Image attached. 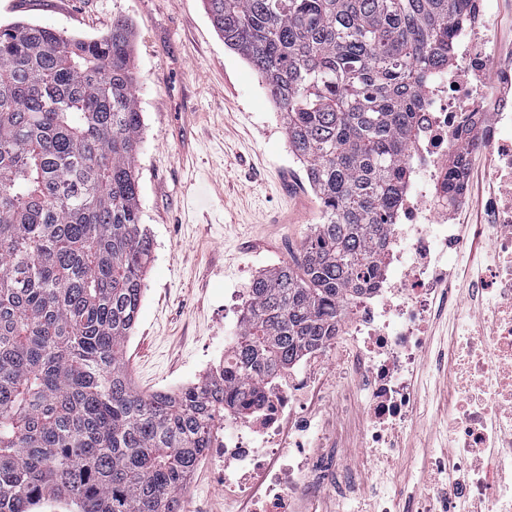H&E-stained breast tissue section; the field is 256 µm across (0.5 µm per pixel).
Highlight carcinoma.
Wrapping results in <instances>:
<instances>
[{
	"mask_svg": "<svg viewBox=\"0 0 512 512\" xmlns=\"http://www.w3.org/2000/svg\"><path fill=\"white\" fill-rule=\"evenodd\" d=\"M261 77L321 204L293 263L254 279L224 360L143 394L125 366L151 259L123 17L92 38L0 27V512H178L224 413L336 335L375 286L411 183L413 114L473 0H202Z\"/></svg>",
	"mask_w": 512,
	"mask_h": 512,
	"instance_id": "1",
	"label": "carcinoma"
}]
</instances>
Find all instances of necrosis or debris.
<instances>
[{"mask_svg": "<svg viewBox=\"0 0 512 512\" xmlns=\"http://www.w3.org/2000/svg\"><path fill=\"white\" fill-rule=\"evenodd\" d=\"M490 12L489 0H480L456 34V66L423 96L410 153L414 181L386 228L377 288L350 307L330 341L264 382L258 409L225 417L224 438L208 454L217 472L236 471L223 481L226 512L254 499L253 512H297L320 498L304 444L311 426L304 398L323 364L335 368L337 387L369 399L364 479H343L339 491L372 487L367 512H512V65L495 66L486 51ZM479 152L500 178L487 203L499 229L490 241L494 261L478 281L465 282L467 304L449 306L453 336L447 353L435 356L421 324L433 306L430 276L466 247L451 223L465 198L448 195V156ZM430 355L448 368V447L424 453L423 465L443 479L404 502L376 486L402 453L415 401L409 377Z\"/></svg>", "mask_w": 512, "mask_h": 512, "instance_id": "necrosis-or-debris-1", "label": "necrosis or debris"}]
</instances>
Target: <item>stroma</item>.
Listing matches in <instances>:
<instances>
[{
  "mask_svg": "<svg viewBox=\"0 0 512 512\" xmlns=\"http://www.w3.org/2000/svg\"><path fill=\"white\" fill-rule=\"evenodd\" d=\"M131 23L132 63L143 131L136 167L140 208L154 246L136 326L124 360L145 393L176 390L212 369L238 333L229 307L266 270L291 261L314 224L320 202L288 150L282 117L259 75L227 48L202 0H0V25L24 19L76 37L106 30L115 16ZM487 50L512 63V0H492ZM191 115L188 135L173 117ZM490 161L469 162V192L453 217L467 240L450 279L485 273L496 232L475 219L478 197H490ZM414 425L403 434L394 472L402 492L434 485L423 448L447 444L448 375L422 363L413 379ZM366 398L336 396L334 375L315 390L306 411L309 452L358 473ZM183 512H224V489L210 465L187 477Z\"/></svg>",
  "mask_w": 512,
  "mask_h": 512,
  "instance_id": "obj_1",
  "label": "stroma"
}]
</instances>
